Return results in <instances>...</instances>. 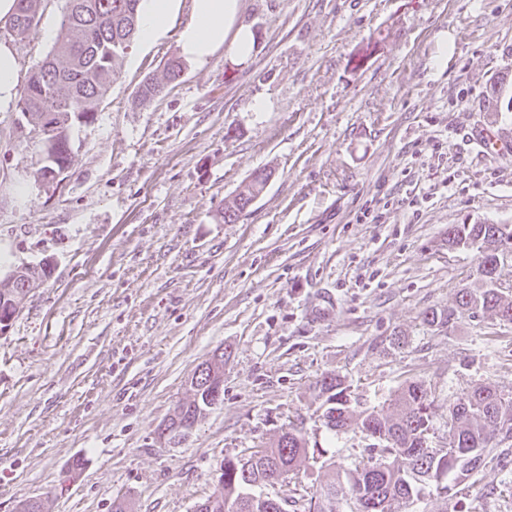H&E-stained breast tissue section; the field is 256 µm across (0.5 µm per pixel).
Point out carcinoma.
I'll use <instances>...</instances> for the list:
<instances>
[{
    "instance_id": "carcinoma-1",
    "label": "carcinoma",
    "mask_w": 512,
    "mask_h": 512,
    "mask_svg": "<svg viewBox=\"0 0 512 512\" xmlns=\"http://www.w3.org/2000/svg\"><path fill=\"white\" fill-rule=\"evenodd\" d=\"M40 0H18L10 22L16 35L24 37L37 28ZM140 0H66L60 35L45 58L37 61L27 84L20 91L17 107L36 120L33 129L43 139L53 133L55 146L40 159L37 170L68 169L72 163L68 131L74 123H88L106 95L139 26ZM182 63L170 59L164 80L147 76L140 83L136 99L152 103L164 90L165 82L180 76ZM270 174H253L219 212L226 224H233L250 202L265 189ZM448 246L477 253L479 264L472 285L458 290L455 305L431 308L424 321L431 327L451 326L457 315L475 318L492 312L499 320L512 323V294L497 286L504 275V250L512 252V225L453 224L448 228ZM19 294L10 278L0 281V317L7 315L8 303ZM326 408L322 414L327 429L334 433L353 430L369 440V462L354 463L346 469L327 465V479L319 495L295 498L288 486L298 468L315 459L310 454L304 424L291 423L287 431L267 448L255 451L257 461L249 468L224 472V486L203 501L205 512H288V504L300 512H338L336 503L345 496L348 512H393L399 501L419 498L423 489L436 486L438 495L448 499L453 486L439 484L450 475L459 479L477 470L498 448L512 447V397L496 387L482 384L453 399L448 409V434L438 448L429 446L432 422L439 411L432 390L419 381H407L389 406L357 411L351 406L350 386L341 377L327 373L319 381ZM204 396L180 405L182 419L204 417ZM278 479L283 497L278 504L264 502L254 488Z\"/></svg>"
}]
</instances>
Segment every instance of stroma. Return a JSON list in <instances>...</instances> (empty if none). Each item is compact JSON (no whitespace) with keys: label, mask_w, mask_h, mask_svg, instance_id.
Wrapping results in <instances>:
<instances>
[{"label":"stroma","mask_w":512,"mask_h":512,"mask_svg":"<svg viewBox=\"0 0 512 512\" xmlns=\"http://www.w3.org/2000/svg\"><path fill=\"white\" fill-rule=\"evenodd\" d=\"M64 7L41 0L26 38L0 21L22 76ZM190 15L180 0L168 31L132 42L93 121L69 133L63 186L37 174L41 135L0 108V279L52 262L0 336V512L25 499L194 512L225 458L312 417L325 373L363 408L423 382L435 447L449 398L485 383L512 394V324L423 320L476 275V252L445 245L449 226L512 224V156L474 140L489 127L512 141V0H241L251 55L185 61L139 106ZM261 169L262 194L220 221ZM218 348L223 401L161 446L158 426ZM316 441L346 465L366 456L350 431ZM395 512H512V470L486 463L449 500L428 490ZM182 72V63L177 59H169L166 63V70L163 80L166 82L175 80ZM163 80L158 81L154 77L146 76L140 83L136 99L141 105L152 103L164 90L165 83Z\"/></svg>","instance_id":"stroma-1"}]
</instances>
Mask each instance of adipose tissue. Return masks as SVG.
<instances>
[{"mask_svg":"<svg viewBox=\"0 0 512 512\" xmlns=\"http://www.w3.org/2000/svg\"><path fill=\"white\" fill-rule=\"evenodd\" d=\"M180 0H141L139 39L154 42L169 27ZM192 20L179 32L182 55L194 62H207L220 48L247 58L253 49L252 30L237 22L240 0H192Z\"/></svg>","mask_w":512,"mask_h":512,"instance_id":"1","label":"adipose tissue"}]
</instances>
